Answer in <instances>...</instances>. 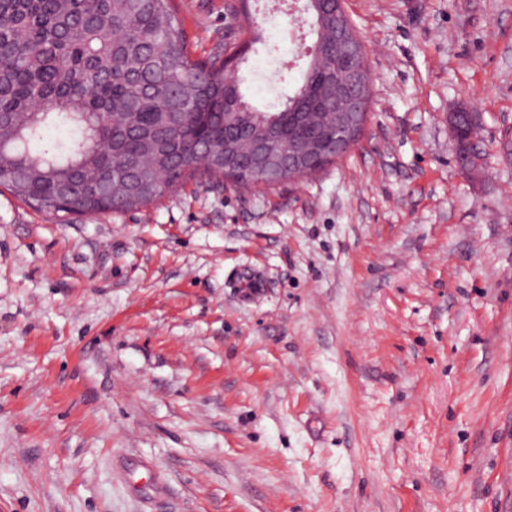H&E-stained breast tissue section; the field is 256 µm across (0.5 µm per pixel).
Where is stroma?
I'll return each mask as SVG.
<instances>
[{"instance_id": "1", "label": "stroma", "mask_w": 512, "mask_h": 512, "mask_svg": "<svg viewBox=\"0 0 512 512\" xmlns=\"http://www.w3.org/2000/svg\"><path fill=\"white\" fill-rule=\"evenodd\" d=\"M227 2L179 0L193 57ZM344 10L373 103L314 177L65 218L0 192V512H512V0ZM254 29L262 108L314 36ZM461 112H466L464 114L467 117L470 127L468 126L465 117L463 115H461L462 114ZM458 118H459V140L462 143L466 142L469 139V137L471 135V130L473 132V135H475V133L478 130L476 113L468 112L466 110L453 113L449 117L448 123H449L450 129H451L452 138L454 139V141L456 143L457 150H458Z\"/></svg>"}]
</instances>
